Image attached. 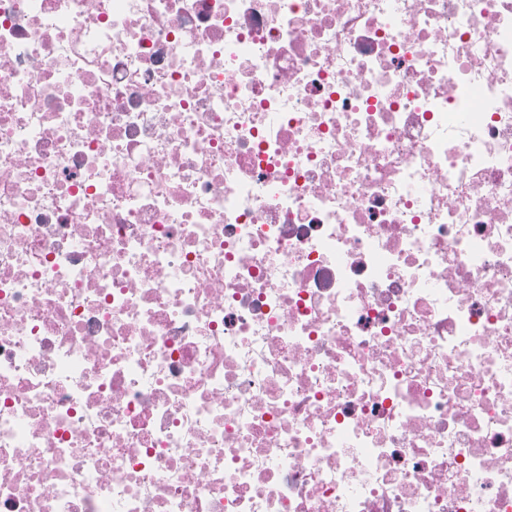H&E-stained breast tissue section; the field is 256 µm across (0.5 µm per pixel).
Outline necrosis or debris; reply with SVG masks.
Here are the masks:
<instances>
[{
  "label": "necrosis or debris",
  "mask_w": 512,
  "mask_h": 512,
  "mask_svg": "<svg viewBox=\"0 0 512 512\" xmlns=\"http://www.w3.org/2000/svg\"><path fill=\"white\" fill-rule=\"evenodd\" d=\"M0 512H512V0H0Z\"/></svg>",
  "instance_id": "1"
}]
</instances>
